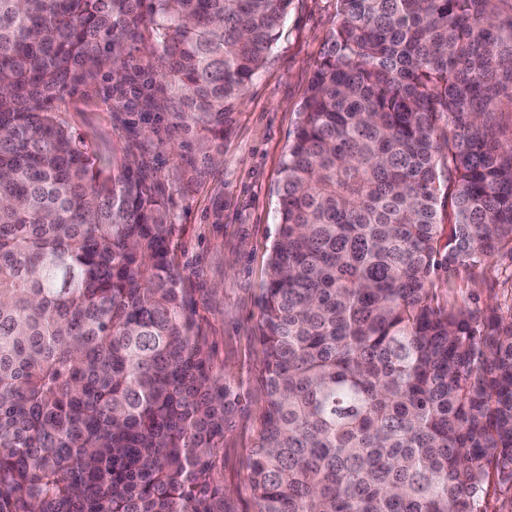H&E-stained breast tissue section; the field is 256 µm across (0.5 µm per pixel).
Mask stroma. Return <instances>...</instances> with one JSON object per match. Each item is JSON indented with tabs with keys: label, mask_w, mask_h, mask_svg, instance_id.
<instances>
[{
	"label": "stroma",
	"mask_w": 512,
	"mask_h": 512,
	"mask_svg": "<svg viewBox=\"0 0 512 512\" xmlns=\"http://www.w3.org/2000/svg\"><path fill=\"white\" fill-rule=\"evenodd\" d=\"M336 21V0H292L279 40L217 139L202 140L167 112L141 114L135 102L113 111L112 81L105 75L67 88L50 105L94 158L99 179L111 178L113 158L130 154L157 180L200 330L238 399L224 433L225 512L256 509L247 466L266 406L259 302L275 236L281 162ZM511 267L505 257L451 272L437 281L436 299L512 316V290L501 285Z\"/></svg>",
	"instance_id": "obj_1"
}]
</instances>
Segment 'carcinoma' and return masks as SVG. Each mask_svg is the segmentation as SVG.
Segmentation results:
<instances>
[{
    "instance_id": "carcinoma-1",
    "label": "carcinoma",
    "mask_w": 512,
    "mask_h": 512,
    "mask_svg": "<svg viewBox=\"0 0 512 512\" xmlns=\"http://www.w3.org/2000/svg\"><path fill=\"white\" fill-rule=\"evenodd\" d=\"M292 0H0V512H224L235 405L147 169L48 104L128 43L221 132ZM512 0H337L260 299L257 512H482L512 492V318L434 275L512 253ZM450 210H440L443 197Z\"/></svg>"
}]
</instances>
